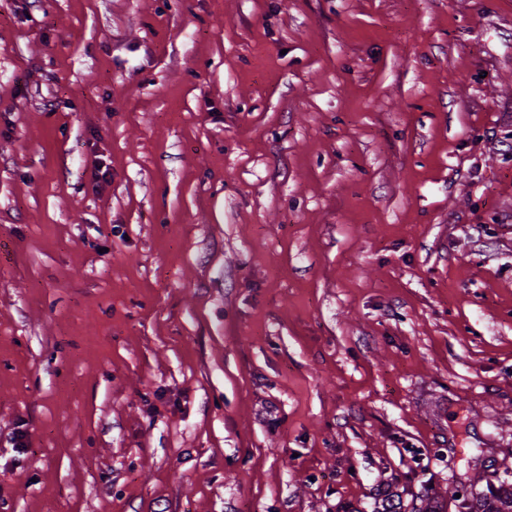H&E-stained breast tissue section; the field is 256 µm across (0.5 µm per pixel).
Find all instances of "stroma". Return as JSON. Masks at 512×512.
<instances>
[{"mask_svg":"<svg viewBox=\"0 0 512 512\" xmlns=\"http://www.w3.org/2000/svg\"><path fill=\"white\" fill-rule=\"evenodd\" d=\"M512 461V0H0V512H376Z\"/></svg>","mask_w":512,"mask_h":512,"instance_id":"stroma-1","label":"stroma"}]
</instances>
